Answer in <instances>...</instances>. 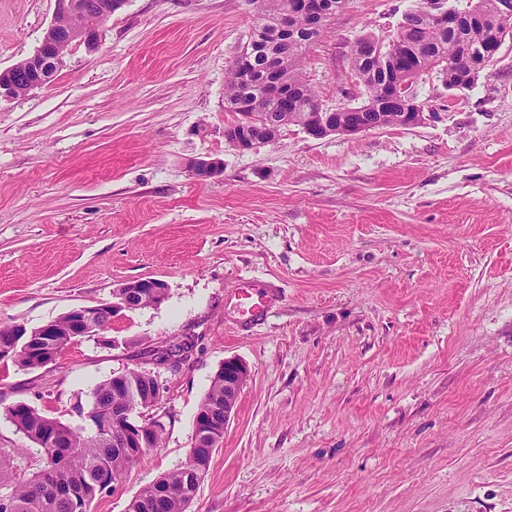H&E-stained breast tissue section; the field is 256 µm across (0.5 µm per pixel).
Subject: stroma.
Listing matches in <instances>:
<instances>
[{"mask_svg":"<svg viewBox=\"0 0 512 512\" xmlns=\"http://www.w3.org/2000/svg\"><path fill=\"white\" fill-rule=\"evenodd\" d=\"M418 0H345L302 61L327 107L356 105L357 38L393 34ZM54 0H0V68L33 53ZM252 0H125L97 53L75 48L49 87L0 104V324L36 327L168 285L158 306L46 367L0 364V447L30 442L17 402L80 426L92 389L129 369L164 390V445L92 512H126L184 464L224 359L243 388L191 512H512V38L470 88L413 84L443 117L309 137L289 126L224 140L227 68ZM222 160L199 182L188 162ZM274 289L239 321L246 280ZM190 339L186 361L147 350Z\"/></svg>","mask_w":512,"mask_h":512,"instance_id":"stroma-1","label":"stroma"}]
</instances>
